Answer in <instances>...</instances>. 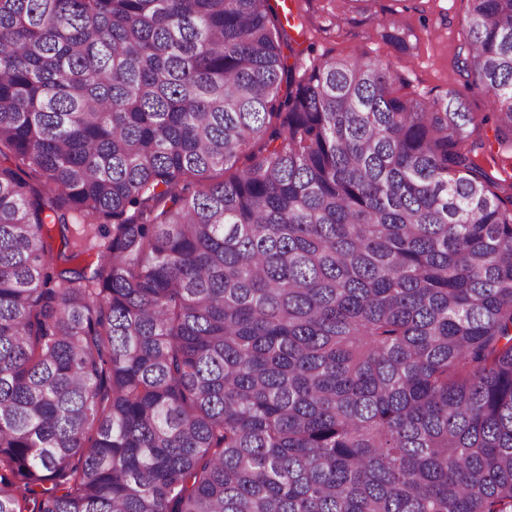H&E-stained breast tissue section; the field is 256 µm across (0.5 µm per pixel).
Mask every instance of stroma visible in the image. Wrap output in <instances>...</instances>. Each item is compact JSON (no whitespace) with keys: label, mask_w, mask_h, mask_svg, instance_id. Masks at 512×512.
Wrapping results in <instances>:
<instances>
[{"label":"stroma","mask_w":512,"mask_h":512,"mask_svg":"<svg viewBox=\"0 0 512 512\" xmlns=\"http://www.w3.org/2000/svg\"><path fill=\"white\" fill-rule=\"evenodd\" d=\"M468 0H375L369 13L347 10L343 0H296L297 18L286 30L291 50L288 64H304L310 57L364 55L390 61L405 77L410 93L432 96L456 90L470 111L483 115L475 133L483 143L477 161L501 176L504 156L495 142L496 117L484 93L466 86L455 68V55L464 35ZM395 25L404 32L411 50L396 53L380 32Z\"/></svg>","instance_id":"obj_1"}]
</instances>
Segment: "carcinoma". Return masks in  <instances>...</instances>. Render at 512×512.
I'll use <instances>...</instances> for the list:
<instances>
[{"instance_id":"cac0c4a2","label":"carcinoma","mask_w":512,"mask_h":512,"mask_svg":"<svg viewBox=\"0 0 512 512\" xmlns=\"http://www.w3.org/2000/svg\"><path fill=\"white\" fill-rule=\"evenodd\" d=\"M282 31L0 0V512H512L477 116L390 61L286 71ZM455 64L512 150V0H468Z\"/></svg>"}]
</instances>
